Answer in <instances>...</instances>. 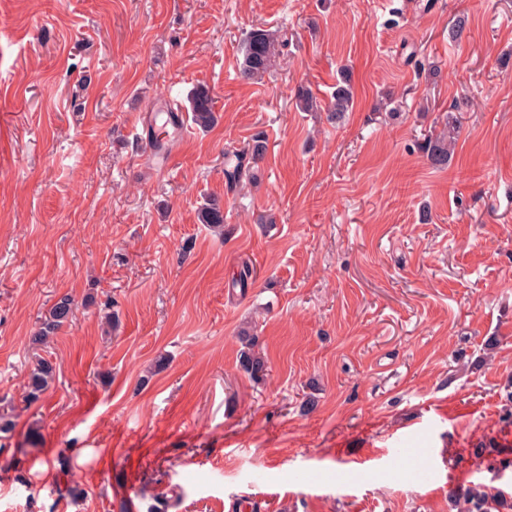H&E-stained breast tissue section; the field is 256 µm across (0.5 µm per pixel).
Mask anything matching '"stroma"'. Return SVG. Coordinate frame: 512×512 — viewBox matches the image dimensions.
Here are the masks:
<instances>
[{
	"label": "stroma",
	"instance_id": "35a3bbf8",
	"mask_svg": "<svg viewBox=\"0 0 512 512\" xmlns=\"http://www.w3.org/2000/svg\"><path fill=\"white\" fill-rule=\"evenodd\" d=\"M254 29L282 46L244 82ZM168 99L182 132L154 171ZM452 112L436 169L421 146ZM259 134L260 178L228 188ZM211 200L219 231L198 220ZM66 293L75 320L31 350ZM39 356L56 376L31 402ZM0 414V512L512 497V0H0ZM352 99L351 75L348 71H345L342 73L341 80L336 85L327 110L336 116V120H339L351 108ZM191 119L201 129L210 128L216 119L213 99L207 88H197L192 95ZM456 119V118H455ZM457 119L448 117V131L438 137L430 138L424 145V153L429 164L435 168H445L452 159L455 145ZM460 498V512H488L487 505L499 498V494H492L483 484H473L458 493Z\"/></svg>",
	"mask_w": 512,
	"mask_h": 512
}]
</instances>
